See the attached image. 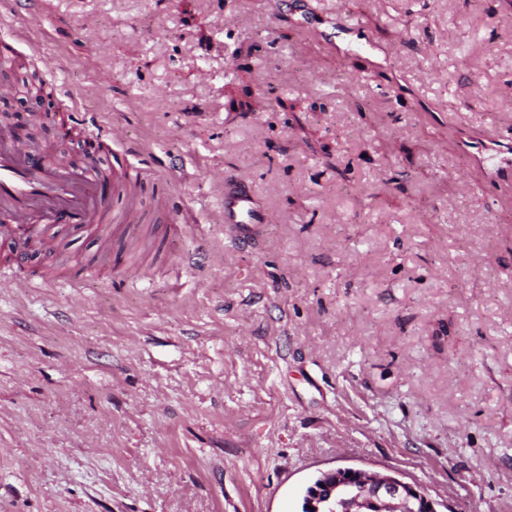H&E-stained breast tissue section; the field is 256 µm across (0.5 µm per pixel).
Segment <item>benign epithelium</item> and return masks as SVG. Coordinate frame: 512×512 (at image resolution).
I'll use <instances>...</instances> for the list:
<instances>
[{"mask_svg":"<svg viewBox=\"0 0 512 512\" xmlns=\"http://www.w3.org/2000/svg\"><path fill=\"white\" fill-rule=\"evenodd\" d=\"M314 487L309 506L312 512L330 505L341 488L353 491V498L359 502L369 500L389 512H411L410 501L423 504V512H437L435 503L416 486L388 474H371L361 469L334 468L321 473Z\"/></svg>","mask_w":512,"mask_h":512,"instance_id":"7a95c632","label":"benign epithelium"}]
</instances>
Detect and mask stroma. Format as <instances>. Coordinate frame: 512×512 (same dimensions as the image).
I'll return each instance as SVG.
<instances>
[{
  "mask_svg": "<svg viewBox=\"0 0 512 512\" xmlns=\"http://www.w3.org/2000/svg\"><path fill=\"white\" fill-rule=\"evenodd\" d=\"M35 9L0 134L34 74L74 166L118 126L166 181L138 281L71 226L83 287L0 276V512H302L338 467L512 512V174L463 151L512 124V0H0ZM224 222L245 227L269 223L267 210L254 197L248 183L240 177L224 182Z\"/></svg>",
  "mask_w": 512,
  "mask_h": 512,
  "instance_id": "stroma-1",
  "label": "stroma"
}]
</instances>
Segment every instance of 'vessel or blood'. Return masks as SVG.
<instances>
[{
    "label": "vessel or blood",
    "instance_id": "obj_1",
    "mask_svg": "<svg viewBox=\"0 0 512 512\" xmlns=\"http://www.w3.org/2000/svg\"><path fill=\"white\" fill-rule=\"evenodd\" d=\"M478 153L501 167L512 168V143L476 144ZM89 170L75 171L50 150L18 140L0 141V235L14 244L4 264L20 263L32 250L55 254V229L73 224L100 237L106 250L133 249L129 230L142 223L135 204L137 193L157 188L159 176L127 162L112 166L111 199L88 200ZM224 221L247 226L269 221L267 210L248 183L235 177L224 183Z\"/></svg>",
    "mask_w": 512,
    "mask_h": 512
}]
</instances>
